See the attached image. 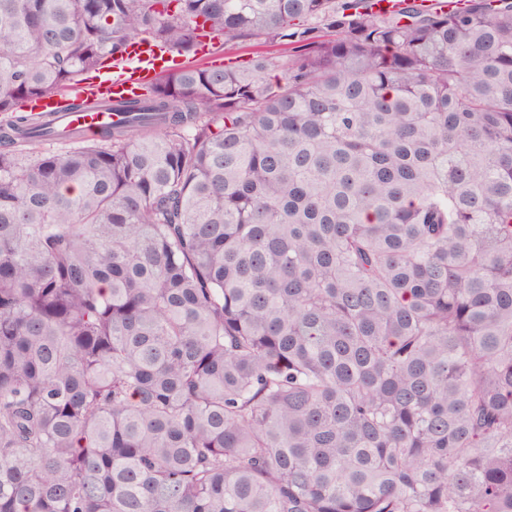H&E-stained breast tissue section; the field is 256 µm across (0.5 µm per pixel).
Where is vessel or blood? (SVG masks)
<instances>
[{
  "label": "vessel or blood",
  "instance_id": "vessel-or-blood-1",
  "mask_svg": "<svg viewBox=\"0 0 512 512\" xmlns=\"http://www.w3.org/2000/svg\"><path fill=\"white\" fill-rule=\"evenodd\" d=\"M130 60L134 65L114 78H108L94 85L79 84L74 89L76 97L97 98L109 102H119L140 92L163 69L164 61L154 46L146 41L135 44L130 49ZM117 113L101 110L91 112H69L61 116V123L69 129L81 130L84 134H95L118 121Z\"/></svg>",
  "mask_w": 512,
  "mask_h": 512
}]
</instances>
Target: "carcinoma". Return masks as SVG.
<instances>
[{"mask_svg": "<svg viewBox=\"0 0 512 512\" xmlns=\"http://www.w3.org/2000/svg\"><path fill=\"white\" fill-rule=\"evenodd\" d=\"M0 0V512H512V0ZM97 138L55 98L138 36ZM204 51H197L196 55H179L176 52L166 54V58H174V62L168 63L172 68L181 67L189 63L205 66L220 63L235 62L245 64L257 55H269L276 57L281 64L288 61L289 51L286 45H264L250 38H240L224 43V39L209 40ZM169 67V68H170ZM128 58L136 65L115 78H107L94 85L85 83L97 82L104 75L117 71L125 66H130L131 61L119 63L117 66L109 64L99 73L84 76L85 79L75 86L74 95L78 98L90 97L109 102H119L133 94L141 91V87L149 82L158 72L164 69V61L160 54L156 53L155 47L148 41L135 44L129 49ZM123 63V64H122Z\"/></svg>", "mask_w": 512, "mask_h": 512, "instance_id": "carcinoma-1", "label": "carcinoma"}]
</instances>
